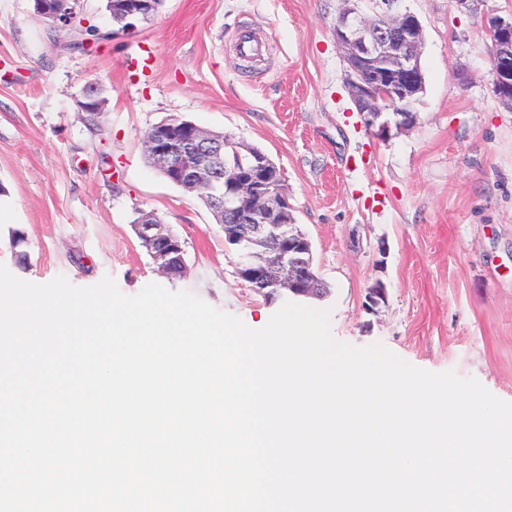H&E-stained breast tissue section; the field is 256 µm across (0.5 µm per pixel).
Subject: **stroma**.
<instances>
[{
	"instance_id": "35a3bbf8",
	"label": "stroma",
	"mask_w": 512,
	"mask_h": 512,
	"mask_svg": "<svg viewBox=\"0 0 512 512\" xmlns=\"http://www.w3.org/2000/svg\"><path fill=\"white\" fill-rule=\"evenodd\" d=\"M70 5L99 41L50 27L33 0H0V263L12 274L77 287L108 275L129 296L154 282L265 326L283 297L238 276L210 210L144 156L153 126L188 120L279 168L327 288L305 304L330 310L335 340L381 343L512 402V110L493 92L484 32L512 16V0L470 12L400 0L423 27L425 93L418 123L385 141L344 85L332 25L345 0H163L128 32L106 0ZM244 31L261 36V56L240 55ZM92 86L105 100L93 118L81 109ZM142 210L183 241V274L163 273L142 246ZM377 280L387 300L371 312Z\"/></svg>"
}]
</instances>
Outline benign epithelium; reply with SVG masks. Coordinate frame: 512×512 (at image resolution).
<instances>
[{
	"label": "benign epithelium",
	"mask_w": 512,
	"mask_h": 512,
	"mask_svg": "<svg viewBox=\"0 0 512 512\" xmlns=\"http://www.w3.org/2000/svg\"><path fill=\"white\" fill-rule=\"evenodd\" d=\"M370 2V17L355 5L344 9L333 25V36L344 55L348 93L366 128L386 137L394 127L405 129L417 123V104L424 90L419 62L423 30L418 18L400 11L395 0ZM35 5L47 23L69 25V0H35ZM110 8L129 30L157 10V0H113ZM486 32L494 48V93L511 106L512 17L488 20ZM145 152L168 181L198 195L213 185L228 157L247 159L248 166L224 178V192L209 196L216 223L242 225L250 243L269 250V257L258 260L248 251L238 275L297 297H320L319 279L311 266V242L301 232L284 231L285 225L295 223L292 206L282 191L280 170L267 155L181 119L155 125L146 136ZM134 228L163 271L183 272L180 241L153 213L142 212ZM385 300L384 283L374 281L367 288V306L372 309Z\"/></svg>",
	"instance_id": "obj_1"
}]
</instances>
